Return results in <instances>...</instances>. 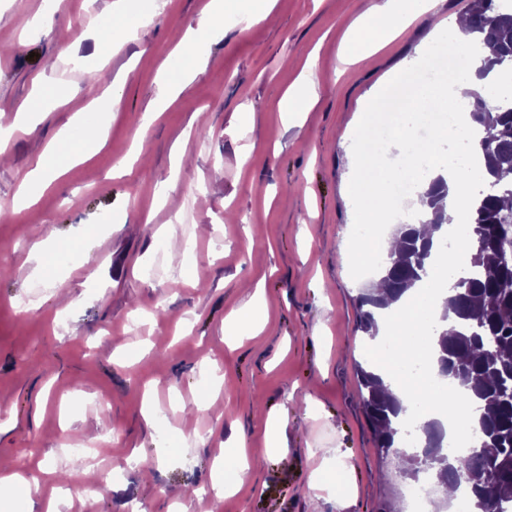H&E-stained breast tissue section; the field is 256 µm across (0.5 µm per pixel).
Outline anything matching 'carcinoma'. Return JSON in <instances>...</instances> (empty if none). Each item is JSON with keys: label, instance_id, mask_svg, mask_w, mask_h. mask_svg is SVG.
Listing matches in <instances>:
<instances>
[{"label": "carcinoma", "instance_id": "obj_1", "mask_svg": "<svg viewBox=\"0 0 512 512\" xmlns=\"http://www.w3.org/2000/svg\"><path fill=\"white\" fill-rule=\"evenodd\" d=\"M467 30L492 49L493 56L481 60L478 75L484 77L512 62V13L503 11L498 0H472L466 16ZM473 123L484 137L478 162L484 188L471 206L468 277L457 284L444 301L441 321L453 319L456 328H437L435 353L439 374L453 381L441 399L450 403L474 398L483 402L474 421L480 446L452 458L443 454L444 432L436 421L418 424L423 446L402 453L399 442L404 406L385 388L372 370L358 368L360 402L370 426L374 445L384 459L397 461L403 477L426 479L438 488H467L476 512H509L512 506V261L505 260L512 240V183L502 174L512 172V106L489 109L476 97L470 111ZM447 195L442 179L420 196L422 224L430 234L413 224L396 231L398 246L383 261L382 282L396 298L429 276L433 264V234L443 232L450 219L439 206ZM381 306L373 289L356 297L355 330L373 338L379 323L375 309Z\"/></svg>", "mask_w": 512, "mask_h": 512}]
</instances>
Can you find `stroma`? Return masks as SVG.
<instances>
[{
    "mask_svg": "<svg viewBox=\"0 0 512 512\" xmlns=\"http://www.w3.org/2000/svg\"><path fill=\"white\" fill-rule=\"evenodd\" d=\"M89 2L116 19L115 0L51 10L0 0V46L12 49L0 56V124L12 128L18 103L55 82L47 118L13 131L0 154V206L75 113L125 81L106 146L51 187H32L33 204L0 222V470L32 484L27 495L0 492V512H198L206 501L211 512H378L406 481L379 457L360 405L369 338L355 329V298L368 281L347 243L372 212L345 177L367 103L417 62L426 21L348 67L338 56L347 28L379 0H275L256 24L250 0H233L223 33L199 41L189 89L155 118L157 75L198 28L205 0H131L139 38L106 63L105 38L84 19ZM35 16L51 29L19 26ZM77 23L87 36L74 45ZM310 58L318 102L286 124L278 102ZM90 68L102 74L92 95ZM244 112L254 115L249 135ZM122 158L129 165L116 170ZM171 235L190 241L191 269L170 265ZM39 236L51 251L36 271L28 256ZM67 248L78 261H61ZM258 287L264 331L226 341L225 317ZM211 367L223 385L205 397ZM273 416L284 463L266 438ZM171 432L187 446L173 447ZM97 441L111 494L92 496L83 480L64 489L72 448ZM238 441L248 479L207 500L215 457ZM338 467L340 490L312 487L313 472Z\"/></svg>",
    "mask_w": 512,
    "mask_h": 512,
    "instance_id": "1",
    "label": "stroma"
}]
</instances>
